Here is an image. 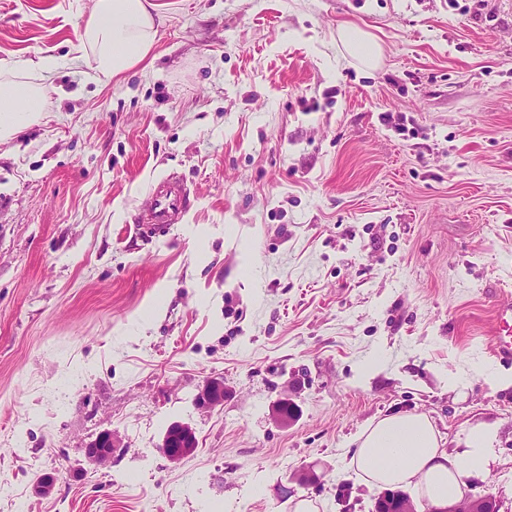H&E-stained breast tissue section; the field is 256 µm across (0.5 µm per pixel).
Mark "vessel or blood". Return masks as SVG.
<instances>
[{"label":"vessel or blood","instance_id":"1","mask_svg":"<svg viewBox=\"0 0 512 512\" xmlns=\"http://www.w3.org/2000/svg\"><path fill=\"white\" fill-rule=\"evenodd\" d=\"M150 204L137 218V228L148 239L166 236L171 225L181 223L191 205L190 190L179 178L168 175L157 177L151 184ZM497 318L500 333L493 352L503 362L512 361V300L498 304Z\"/></svg>","mask_w":512,"mask_h":512}]
</instances>
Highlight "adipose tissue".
<instances>
[{
  "label": "adipose tissue",
  "mask_w": 512,
  "mask_h": 512,
  "mask_svg": "<svg viewBox=\"0 0 512 512\" xmlns=\"http://www.w3.org/2000/svg\"><path fill=\"white\" fill-rule=\"evenodd\" d=\"M155 17L149 0H94L78 49L91 54L99 81L134 68L151 51ZM47 86L0 72V138L43 112ZM496 433L478 424L461 448L447 450L434 423L422 414H394L371 423L358 436L352 462L362 479L381 488L412 489L432 506L458 500L466 478L488 471L496 460Z\"/></svg>",
  "instance_id": "adipose-tissue-1"
}]
</instances>
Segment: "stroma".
Wrapping results in <instances>:
<instances>
[{
	"label": "stroma",
	"mask_w": 512,
	"mask_h": 512,
	"mask_svg": "<svg viewBox=\"0 0 512 512\" xmlns=\"http://www.w3.org/2000/svg\"><path fill=\"white\" fill-rule=\"evenodd\" d=\"M154 3L150 54L101 82L77 50L92 0H0V64L56 61L39 118L0 140V512H374L356 438L404 412L451 448L497 426L464 491L512 512V387L485 379L512 373L491 354L512 0ZM169 173L193 207L150 241L134 219ZM217 376L223 406L198 411ZM175 421L198 441L177 467ZM342 39L349 53L357 57L364 67H375L379 54L378 45L364 31L358 28L347 29ZM160 448L169 462L180 464L197 450L195 431L186 423L174 422L166 429ZM120 441V437L115 432H104L88 446L87 457L96 463H106L112 459L116 448H121Z\"/></svg>",
	"instance_id": "stroma-1"
}]
</instances>
